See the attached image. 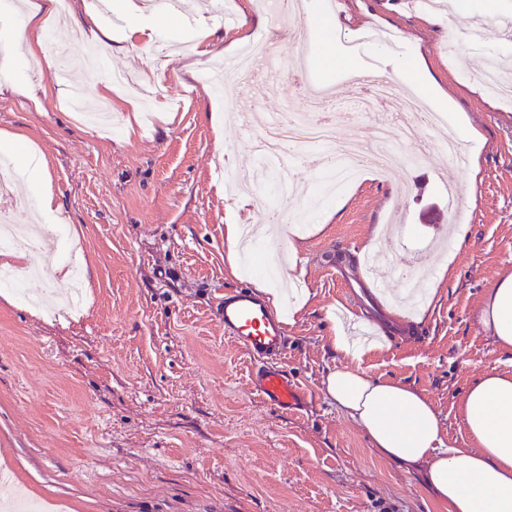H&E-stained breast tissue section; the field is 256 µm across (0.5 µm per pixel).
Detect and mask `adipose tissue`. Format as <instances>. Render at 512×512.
Instances as JSON below:
<instances>
[{"mask_svg":"<svg viewBox=\"0 0 512 512\" xmlns=\"http://www.w3.org/2000/svg\"><path fill=\"white\" fill-rule=\"evenodd\" d=\"M126 18V39L176 32L180 18L154 9L143 23L133 0H113ZM18 133L0 131V150L13 153L16 164L38 191L43 214L54 211V195L44 177L42 156L23 145ZM484 332L498 349L512 355V270L499 275L477 311ZM333 352L348 365L329 368L325 393L367 435L379 457L401 466H424L428 488L448 512H512V373H481L462 403L470 448L446 447L440 420L420 393L398 381L371 379L361 364L366 348L342 332L331 338Z\"/></svg>","mask_w":512,"mask_h":512,"instance_id":"obj_1","label":"adipose tissue"}]
</instances>
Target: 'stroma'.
I'll return each mask as SVG.
<instances>
[{"label": "stroma", "instance_id": "stroma-1", "mask_svg": "<svg viewBox=\"0 0 512 512\" xmlns=\"http://www.w3.org/2000/svg\"><path fill=\"white\" fill-rule=\"evenodd\" d=\"M485 0H447L428 12L421 0H336L342 29L328 32L331 51L363 68H392L409 56L426 61L443 99L403 88L379 105L387 116L415 95L453 132L464 119L483 144L469 149L458 170L436 150L391 176L366 174L321 202L309 193L324 175L295 154L282 176L304 194L289 198L283 227L265 232L276 190L265 180L248 205L228 199L222 154L236 169L259 173L249 130L233 116L246 108L264 116L307 108L299 79L319 50L299 46L292 18L265 11L259 0H211V11L234 16L229 35L273 39L281 76L259 72L257 95L232 78L205 81L206 64L223 56L193 51L166 55L152 43L116 39L102 46L107 68L128 74L121 93L80 64L71 17L51 25L52 40L35 52L0 41L11 57L10 84L34 98L0 90V131L25 136L46 161L66 257L82 254L81 308L69 309L66 285L42 277L23 291L0 288V505L25 503L52 512H448L420 473L385 462L367 436L325 396L322 379L335 365L333 317L346 330L365 324L384 331L386 347L362 367L372 378L410 385L433 406L448 447L469 448L460 413L480 373H512L474 319L498 273L512 269V96L491 93L481 63L512 61V42L487 32L461 39L471 21L495 22ZM394 33L398 49L367 44L350 52L355 34ZM73 64L70 88L105 106L115 125L81 124L59 96L54 74ZM226 112L224 143L216 145L210 111ZM355 102L344 90L328 107L335 138L372 143L371 121L353 124ZM468 241L452 243L458 216ZM256 227L263 256L253 269L231 274L224 227ZM402 267L427 268L417 298L398 314L380 303L379 288L351 295L344 279L365 275L375 233ZM296 239L293 277L281 272L285 242ZM453 256L449 276L438 265ZM281 289L286 304L308 290L309 305L287 326L289 374L307 393L296 413L277 412L249 388L248 357L224 337L217 312L225 292L255 281ZM422 320H415V313Z\"/></svg>", "mask_w": 512, "mask_h": 512}]
</instances>
